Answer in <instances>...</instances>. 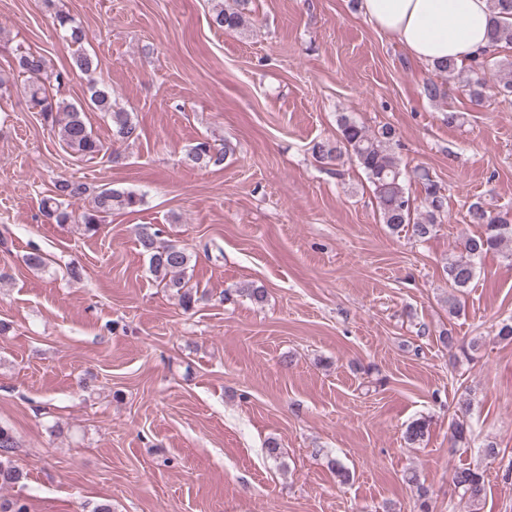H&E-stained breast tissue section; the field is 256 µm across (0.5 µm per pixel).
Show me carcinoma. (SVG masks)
<instances>
[{
  "label": "carcinoma",
  "mask_w": 512,
  "mask_h": 512,
  "mask_svg": "<svg viewBox=\"0 0 512 512\" xmlns=\"http://www.w3.org/2000/svg\"><path fill=\"white\" fill-rule=\"evenodd\" d=\"M248 0H237L235 8H220L211 17V25L227 31H237L246 24V14L242 6ZM496 20L492 33L493 46L512 45V0H490ZM59 28L71 44L78 46L75 67L82 73L93 71L94 61L81 49L86 41V32L70 16L57 15ZM501 68V64L490 61L484 54L473 61L469 73L463 79L470 100L480 103L486 96L488 67ZM16 67L19 73L27 76L30 103L40 108L45 123L57 134L59 140L79 158L93 159L104 151V146L95 137L84 120L83 110L54 98L49 92L46 81L54 80L57 87L70 82L72 72L64 70L48 72L47 59L29 50H18ZM89 103L92 108L108 116L112 122V141L126 143L138 139V125L130 113L116 111L112 107V94L104 85L90 81L88 86ZM340 143L335 146L317 142L312 154L317 162L325 166H335L347 153L355 157L374 187L380 221L393 231L405 227L419 241L427 240L444 218L446 196L440 183L425 173L421 176L423 186V210L414 206L413 200L406 194L403 173L390 152L396 132L389 126L377 131H369L353 117L342 114L338 119ZM226 152L217 150L207 140L196 142L187 152L186 158L200 167L220 166L224 163ZM87 193V187L74 180L59 178L54 183L53 195L44 199L41 205L43 216L58 224L73 221L84 226L85 232L94 235L105 223V218L115 209L134 211L143 203V195L130 189L106 188L94 196V206L79 214L70 210L73 201ZM469 223L484 227L478 235L469 236L462 242L461 254L448 259L445 271L448 281L457 291L469 288L476 274V260L490 251H501L512 257V215L493 216L484 205L475 201L468 207ZM159 233L149 226L137 231V240L142 252L149 257L150 272L158 283L176 291L182 306L186 309L199 301L193 289L185 282L186 270L190 264V255L175 245H160ZM455 443L468 442L470 430L465 420L454 418L449 424ZM428 432V421L417 419L411 422L403 435L408 448L419 447ZM15 440L11 430L0 425V487L14 486L23 479V472L14 464L11 453ZM454 481L462 491V498L475 506L485 496L483 474L476 469L462 468L455 472Z\"/></svg>",
  "instance_id": "cac0c4a2"
}]
</instances>
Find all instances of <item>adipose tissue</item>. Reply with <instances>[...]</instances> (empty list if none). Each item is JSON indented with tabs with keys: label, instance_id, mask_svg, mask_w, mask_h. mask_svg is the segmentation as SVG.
I'll list each match as a JSON object with an SVG mask.
<instances>
[{
	"label": "adipose tissue",
	"instance_id": "adipose-tissue-1",
	"mask_svg": "<svg viewBox=\"0 0 512 512\" xmlns=\"http://www.w3.org/2000/svg\"><path fill=\"white\" fill-rule=\"evenodd\" d=\"M361 12L431 68L449 59L468 63L492 47L489 0H361Z\"/></svg>",
	"mask_w": 512,
	"mask_h": 512
}]
</instances>
